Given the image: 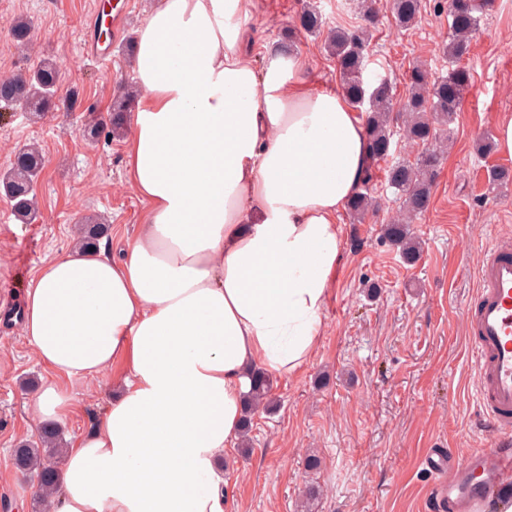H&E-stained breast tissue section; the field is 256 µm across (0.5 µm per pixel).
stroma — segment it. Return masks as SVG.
<instances>
[{
    "label": "stroma",
    "mask_w": 512,
    "mask_h": 512,
    "mask_svg": "<svg viewBox=\"0 0 512 512\" xmlns=\"http://www.w3.org/2000/svg\"><path fill=\"white\" fill-rule=\"evenodd\" d=\"M147 3L131 0L112 58L101 64L86 56L84 43L95 28L110 36L102 27L105 0H0V41L10 40L17 17L34 20L29 49H12L0 79L28 73L43 58L62 70L58 108L42 121H30L17 105L0 108V171L30 142L46 158L34 186L35 223H20L0 198V512H35L36 484L16 470L13 449L37 434L30 400L49 373L14 320L23 290L44 260L74 250L75 226L84 217L108 220L107 249L116 260L143 222L146 206L127 181L123 138L83 136V117L68 113L67 104L76 91L109 115L122 85L133 81L129 43ZM373 5L378 17L366 81L388 78L401 101L412 66L447 73L445 0H423L407 31L398 29L389 0ZM302 9V0H257L244 22L254 49L292 44L306 56L314 84L341 86L321 40L296 30ZM464 63L472 85L445 128L451 146L436 168L429 207L412 226L423 247L419 260L404 262L381 237L382 225L401 212L383 171L420 153L398 133L390 155L375 165L370 190L377 209L361 220L343 216V258L312 356L299 372L273 376V405L255 413L248 449L224 452L227 512H295L312 486L320 493L309 499L310 512H434L426 455L462 459L491 444L479 416L463 310L476 293L486 244L512 237V183L488 182L489 170L512 169V158L474 148L494 135L498 113H512V0L484 8ZM64 387L77 406L59 423L69 439L89 427L110 391L88 377ZM313 454L322 461L314 470L307 466Z\"/></svg>",
    "instance_id": "1"
}]
</instances>
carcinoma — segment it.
Returning a JSON list of instances; mask_svg holds the SVG:
<instances>
[{"instance_id": "carcinoma-1", "label": "carcinoma", "mask_w": 512, "mask_h": 512, "mask_svg": "<svg viewBox=\"0 0 512 512\" xmlns=\"http://www.w3.org/2000/svg\"><path fill=\"white\" fill-rule=\"evenodd\" d=\"M487 0H448V42L443 44V53L448 57V73L435 77L428 71L414 66L410 70V83L402 111L393 113L390 84L380 79L374 83L364 80L365 58L368 41V25L336 28L325 39V47L336 58V66L342 77L343 90L351 105L363 108L368 101L367 132L372 160L384 159L391 149L390 124L402 121L405 138L423 147L415 162H397L386 171V180L403 198L402 215L392 224L385 225L384 237L400 248L404 261L415 263L421 255V245L412 236L410 224L427 210L434 181V167L442 153V141L437 137L434 123L449 124L460 110L465 94L472 84L470 70L462 64L469 53L470 42L479 28V12ZM391 12L399 27L406 29L421 12L422 0H390ZM300 28L307 34L319 35L324 26L322 15L314 9L305 8L299 15ZM33 21L18 17L11 35L20 48L30 41ZM62 72L59 66L45 60L26 77L0 81V99L9 100L24 108L33 117H41L57 107L55 94ZM132 98L128 91L115 103L113 114L107 123L93 124L83 130L91 139L111 138L121 128L122 112ZM44 166V156L35 145L19 149L12 166L0 173V195L10 203L18 220L30 223L37 217L35 198L31 195L34 180ZM372 173H366L362 189L350 201L348 208L353 216L362 218L374 206L368 184ZM79 244L83 249H94L108 232V226L90 220L80 224ZM252 384L248 412L256 411L272 389V379L257 371L251 376ZM63 451V437L54 424L40 428L37 438L21 441L14 449L16 469L22 473H33L38 479L36 503L45 506L47 498L57 486L58 469L45 463Z\"/></svg>"}]
</instances>
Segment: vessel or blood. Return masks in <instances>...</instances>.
I'll list each match as a JSON object with an SVG mask.
<instances>
[{
	"label": "vessel or blood",
	"instance_id": "1",
	"mask_svg": "<svg viewBox=\"0 0 512 512\" xmlns=\"http://www.w3.org/2000/svg\"><path fill=\"white\" fill-rule=\"evenodd\" d=\"M479 291L465 309L477 377V400L494 445L462 462L427 458L429 469H453L435 486L448 512H474L492 492L512 484V238L489 243L479 270Z\"/></svg>",
	"mask_w": 512,
	"mask_h": 512
}]
</instances>
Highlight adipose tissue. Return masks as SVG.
Here are the masks:
<instances>
[{
    "mask_svg": "<svg viewBox=\"0 0 512 512\" xmlns=\"http://www.w3.org/2000/svg\"><path fill=\"white\" fill-rule=\"evenodd\" d=\"M253 0H149L125 141L147 212L105 245L44 262L21 324L53 373L35 421L73 411L61 379L115 394L68 445L48 512H225L250 377L293 373L322 334L342 215L371 157L365 118L296 53L248 58Z\"/></svg>",
    "mask_w": 512,
    "mask_h": 512,
    "instance_id": "adipose-tissue-1",
    "label": "adipose tissue"
}]
</instances>
